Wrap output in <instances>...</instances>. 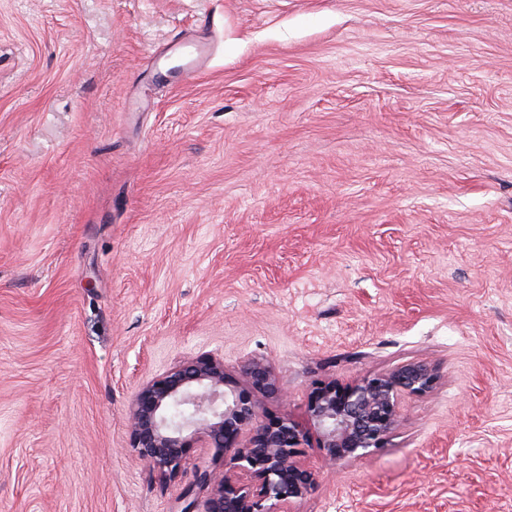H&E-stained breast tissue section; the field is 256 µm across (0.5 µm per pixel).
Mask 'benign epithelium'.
<instances>
[{
    "mask_svg": "<svg viewBox=\"0 0 512 512\" xmlns=\"http://www.w3.org/2000/svg\"><path fill=\"white\" fill-rule=\"evenodd\" d=\"M246 385L229 377L224 360L201 353L178 362L135 392L128 416L130 451L161 480L186 470L192 448L224 457V473L197 469L211 485L201 512H293L317 486L304 461L315 440L332 463L361 459L384 447L405 401L430 391L434 369L409 361L350 383L320 381L307 402V425L285 415L261 418L256 394L276 392L270 365L252 359Z\"/></svg>",
    "mask_w": 512,
    "mask_h": 512,
    "instance_id": "7a95c632",
    "label": "benign epithelium"
}]
</instances>
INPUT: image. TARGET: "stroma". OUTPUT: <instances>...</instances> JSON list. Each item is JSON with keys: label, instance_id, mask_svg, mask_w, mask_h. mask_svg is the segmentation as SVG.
I'll use <instances>...</instances> for the list:
<instances>
[{"label": "stroma", "instance_id": "1", "mask_svg": "<svg viewBox=\"0 0 512 512\" xmlns=\"http://www.w3.org/2000/svg\"><path fill=\"white\" fill-rule=\"evenodd\" d=\"M438 374L294 512H512V0H0V512H180L186 357Z\"/></svg>", "mask_w": 512, "mask_h": 512}]
</instances>
